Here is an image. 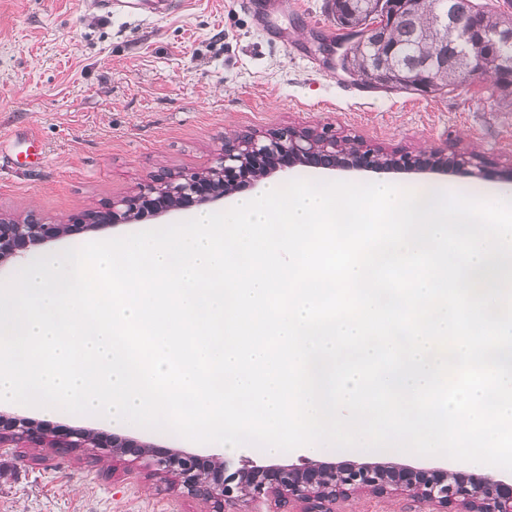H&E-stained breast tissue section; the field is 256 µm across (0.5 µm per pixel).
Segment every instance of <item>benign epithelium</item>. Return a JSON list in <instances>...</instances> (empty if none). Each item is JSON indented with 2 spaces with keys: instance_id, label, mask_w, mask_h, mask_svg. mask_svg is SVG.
<instances>
[{
  "instance_id": "obj_1",
  "label": "benign epithelium",
  "mask_w": 512,
  "mask_h": 512,
  "mask_svg": "<svg viewBox=\"0 0 512 512\" xmlns=\"http://www.w3.org/2000/svg\"><path fill=\"white\" fill-rule=\"evenodd\" d=\"M417 16L430 10L436 43L457 48L455 67L464 81L492 79L503 84L512 80V20L495 28H484L473 19L464 21L447 0H338L337 14L356 41H383V57L374 62L375 77L384 82L391 62L405 52L395 42H385L387 27L399 9ZM496 51L497 71L482 66L486 49ZM317 51L336 69H343L344 45L317 40ZM447 61L436 49L410 64V89L423 92L437 82ZM298 164L332 169L412 173L441 171L462 177L489 175L485 161L471 152L448 153L446 148L419 151H386L356 138L340 136L328 127H288L277 132L238 133L224 139V151L215 165L191 175L163 171L140 186L133 196L112 201L102 218L108 224H126L146 213L162 214L188 209L230 196L246 185L256 186L275 173H288ZM94 228L88 217H74L67 224H42L34 219H0V263L17 258L34 246ZM20 442L27 448H96L102 457L132 455L148 457L156 473L179 485L192 496L222 512L227 502H247L273 497L280 506L291 502L300 512H335L331 505L357 491L384 495L402 492L430 512H512V481L474 470L414 467L382 463H313L306 467L272 464L233 468L231 462L202 458L183 451L153 448L146 444L109 437L81 429H51L17 419L0 425V445Z\"/></svg>"
}]
</instances>
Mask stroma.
<instances>
[{"instance_id": "35a3bbf8", "label": "stroma", "mask_w": 512, "mask_h": 512, "mask_svg": "<svg viewBox=\"0 0 512 512\" xmlns=\"http://www.w3.org/2000/svg\"><path fill=\"white\" fill-rule=\"evenodd\" d=\"M341 30L328 0H182L151 19L107 13L100 0H0V137L16 168H0V214L62 224L103 211L160 169L213 166L226 136L331 126L387 150L445 146L512 166V94L474 82L452 94L364 88L328 64L315 37ZM41 139L31 145L26 133ZM447 185L448 174L297 166L274 179ZM227 200L88 230L117 238L226 210ZM0 415L126 437L229 459L234 466L397 462L459 469V461L397 450L294 449L196 443L106 417L1 406ZM147 460L92 459L86 449L0 447V512H207Z\"/></svg>"}]
</instances>
